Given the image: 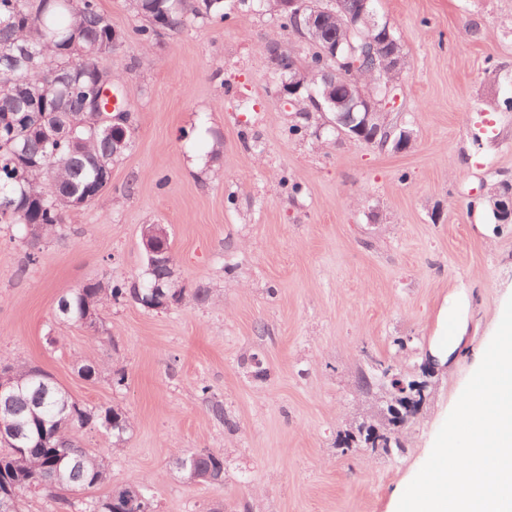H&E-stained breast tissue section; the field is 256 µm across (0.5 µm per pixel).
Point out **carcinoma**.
Wrapping results in <instances>:
<instances>
[{"label":"carcinoma","mask_w":512,"mask_h":512,"mask_svg":"<svg viewBox=\"0 0 512 512\" xmlns=\"http://www.w3.org/2000/svg\"><path fill=\"white\" fill-rule=\"evenodd\" d=\"M133 7L148 25L139 30L147 41L159 30L176 31L186 25L180 0H133ZM363 7V0H339L338 13L323 22L325 41L307 46L298 56L288 53L287 65L313 66L326 57L324 49L340 45L339 57L348 61L351 78L364 85L395 83L382 63L363 57L370 31L357 23L350 27ZM222 0H198L194 18L203 21L220 14ZM112 20L98 0H0V223L15 224L28 250L25 264L37 262L40 243L64 224L71 207L64 201L84 195L87 207L101 200L106 185L97 183L101 167L112 165V139L94 128L90 104L106 68L100 60L120 49L113 40ZM57 126L73 128V135L57 140L48 134ZM174 257L163 264H146L143 280L94 279L62 294L57 301L59 318L99 333L98 309L106 300L130 298L142 306L159 293L175 297V304L188 300L204 303L211 291L198 286L187 289L174 279ZM43 370L19 362L0 361L3 382L28 387L16 399H0V415L31 423L39 418L53 432L37 448L21 456L0 441V490L4 484L17 490L15 512H21L24 498L48 490L53 497L85 490L110 480L103 457L81 444L83 428L97 424L123 441L130 426L127 415L112 407L91 409L74 400L58 386L39 378ZM390 374L386 396L393 399L416 380L401 374L391 364L378 362L370 373L361 372L359 384L366 392L380 390L379 377ZM414 415L405 412L394 424L380 429L363 422L354 432L339 436L340 448H372L389 452L404 450L402 431ZM187 460L185 477L197 483L219 484L224 475V456L210 448L187 451L177 459ZM149 497L145 484H124L93 506V512H112L114 502L137 494Z\"/></svg>","instance_id":"1"}]
</instances>
